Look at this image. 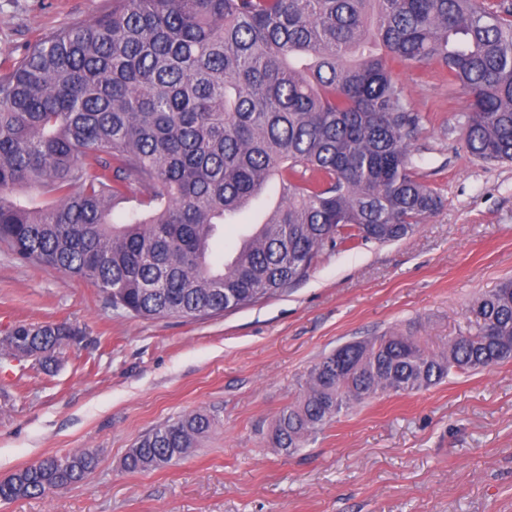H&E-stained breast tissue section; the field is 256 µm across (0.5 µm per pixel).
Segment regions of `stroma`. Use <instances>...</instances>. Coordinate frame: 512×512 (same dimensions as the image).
Instances as JSON below:
<instances>
[{
  "mask_svg": "<svg viewBox=\"0 0 512 512\" xmlns=\"http://www.w3.org/2000/svg\"><path fill=\"white\" fill-rule=\"evenodd\" d=\"M105 4L0 0V62ZM392 74L422 117L413 161L441 209L400 241L322 253L274 298L212 317L144 319L0 247V332L66 320L84 333L52 372L27 358L0 368V479L78 448L99 457L87 481L0 501V512H512V361L378 396L293 455L269 443L321 357L392 331L446 346L470 301L512 277V164L466 151L468 97L449 92L437 68ZM195 410L219 423L187 457L123 468L140 436Z\"/></svg>",
  "mask_w": 512,
  "mask_h": 512,
  "instance_id": "obj_1",
  "label": "stroma"
}]
</instances>
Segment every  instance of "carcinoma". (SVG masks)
Segmentation results:
<instances>
[{
  "label": "carcinoma",
  "mask_w": 512,
  "mask_h": 512,
  "mask_svg": "<svg viewBox=\"0 0 512 512\" xmlns=\"http://www.w3.org/2000/svg\"><path fill=\"white\" fill-rule=\"evenodd\" d=\"M436 64L468 97L463 142L512 162V4L480 0H112L0 68V243L25 264L91 283L116 310L198 318L253 305L355 240L398 241L438 191L412 160L420 128L392 66ZM275 184L277 201L229 257L212 241ZM40 201L23 204L13 192ZM139 194L143 214L114 210ZM51 368L79 342L66 322L18 323ZM512 360V278L473 302L448 347L392 332L347 343L310 369L275 420L291 455L354 405ZM215 417L192 411L128 450L131 473L187 456ZM95 451L51 455L0 480V499L66 491Z\"/></svg>",
  "instance_id": "cac0c4a2"
}]
</instances>
